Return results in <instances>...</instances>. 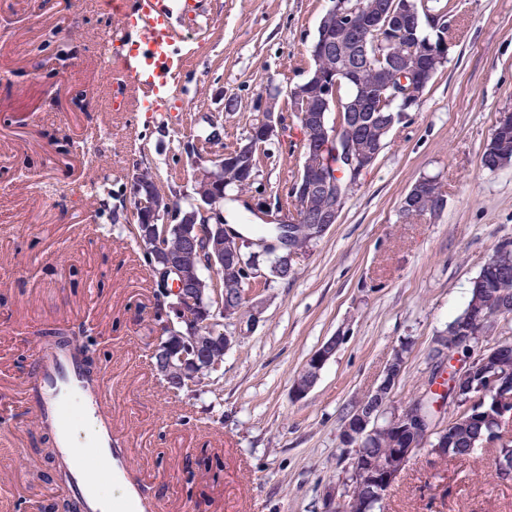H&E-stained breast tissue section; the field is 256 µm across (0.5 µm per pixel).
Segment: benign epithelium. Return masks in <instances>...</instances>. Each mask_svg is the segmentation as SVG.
Returning <instances> with one entry per match:
<instances>
[{
    "label": "benign epithelium",
    "instance_id": "obj_1",
    "mask_svg": "<svg viewBox=\"0 0 512 512\" xmlns=\"http://www.w3.org/2000/svg\"><path fill=\"white\" fill-rule=\"evenodd\" d=\"M328 15L335 19V24L319 25L317 36L309 47L314 65L308 77L288 90L291 111L309 131L305 141L309 157L289 188L295 207L293 218H270V203L264 197L254 196L249 201L251 208L279 228L281 233L274 240L251 239L224 232L223 211L213 200H207V204L199 207V222L186 226L182 235L183 246L191 253L197 248L203 249L205 261L216 271L224 270V259L230 258L261 281L271 279L270 273L280 267L287 268L289 274L293 273L296 248L280 244V240L289 236V226L311 224L316 236L321 237L337 223L349 189L358 184L361 175L373 166L393 127L418 108L425 91L448 60L451 48L446 35L448 23L436 20L431 23L433 34L423 35V17H430L432 13H423L418 0H331ZM335 54L339 55L336 65H325L324 61ZM401 65L405 66V78L395 83L390 75ZM367 66L376 75V82L368 86L362 80ZM344 86L355 89V95L346 103L341 101L339 94ZM277 101L276 93L261 101L263 118L234 150L216 153L198 149L197 176L201 178L216 169L224 174L226 183L253 182L255 175L246 167L244 158L256 150H263L279 137L283 117L276 111ZM333 112L336 117L331 120L329 115ZM367 136L372 137L375 148L371 152H362L357 143ZM332 144L336 146V156L344 160V164L331 176L327 165L322 163V154ZM344 175L348 176V181L343 185L333 180L335 176L340 178ZM178 195L180 192L175 189L166 193L154 185L138 199V222L148 225L143 245L163 249L156 238L158 222L170 217L172 199ZM316 196L328 198L329 205L319 210L312 209L311 199ZM418 198L426 202L432 213L441 208V200L429 196L428 183L424 179L411 187L405 196V205L415 204ZM156 272L167 276V283L171 285L170 295L176 299L174 309L182 320L194 323L205 317L202 294L178 259L168 258L156 268ZM496 308L492 301L476 300L462 314L466 335L456 336L451 342L442 338L437 340L433 354L452 365L448 369V373L453 375L450 386L458 393L464 389L471 392V397L466 399V407L483 405L486 397L491 396L498 411L497 420L503 425L512 421V381L506 380L497 370L499 350L506 344L500 342L490 348L484 345L492 320L491 312ZM343 340L342 336H332L310 356L302 370L306 379L298 378L293 383L295 398L307 396L323 365L336 352L332 344ZM462 347L472 353V358L465 363L457 353ZM401 363L402 354L398 351L388 363L381 383L370 395L355 403L350 418L344 424V437L352 444L348 449L349 462L345 470L355 480L368 482L371 493L348 497L343 486L338 484L327 494L323 512H373L374 499L391 488L409 459L418 452L420 444L416 429L422 427V423L417 420L413 424L406 423L398 431L400 446L390 449L388 463L379 465L356 454L361 440L373 435L377 429V415L368 408V403L387 405L389 393L400 374ZM192 364L200 366L198 358H190L185 352L172 353L159 358L153 369L166 381H183L188 375L194 376L188 371ZM423 434L434 435L432 446L427 448L428 456L444 458L450 455L447 431L429 425ZM496 471L502 479L512 478V454L505 448L497 457Z\"/></svg>",
    "mask_w": 512,
    "mask_h": 512
}]
</instances>
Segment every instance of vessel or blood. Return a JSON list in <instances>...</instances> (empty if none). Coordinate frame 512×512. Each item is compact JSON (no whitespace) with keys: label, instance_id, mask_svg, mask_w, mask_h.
Returning <instances> with one entry per match:
<instances>
[{"label":"vessel or blood","instance_id":"b4317fda","mask_svg":"<svg viewBox=\"0 0 512 512\" xmlns=\"http://www.w3.org/2000/svg\"><path fill=\"white\" fill-rule=\"evenodd\" d=\"M198 0H112V13L132 34L113 54L114 83L126 95L129 111L156 112L175 92L184 58L178 23L194 20ZM106 382L88 381L83 364L71 349L42 351L30 387V403L38 420L52 426L62 464L70 474L69 496L79 512H112L102 483L120 485L126 512H145L146 499L125 464L126 449L115 447ZM99 461V471L78 462L81 449Z\"/></svg>","mask_w":512,"mask_h":512}]
</instances>
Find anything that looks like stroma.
Wrapping results in <instances>:
<instances>
[{
	"instance_id": "35a3bbf8",
	"label": "stroma",
	"mask_w": 512,
	"mask_h": 512,
	"mask_svg": "<svg viewBox=\"0 0 512 512\" xmlns=\"http://www.w3.org/2000/svg\"><path fill=\"white\" fill-rule=\"evenodd\" d=\"M461 37L416 111L391 130L337 224L293 260L290 280L248 288L262 319L224 355L194 400L196 421L152 374L158 342L146 272L128 223L97 217L91 182L132 212L129 177L151 168L160 188L191 191L188 147L219 128L225 150L279 89V144L254 186L277 203L301 164L304 132L287 91L312 66L309 47L328 0H204L181 44L179 90L158 112L122 113L103 44L119 22L106 0H0V512H43L66 487L44 481L53 435L25 400L42 333L86 328L105 339L112 417L154 512H321L347 464L343 419L407 346L392 408L424 389L437 337L462 313L495 245L512 241V163L483 167L500 112L512 111V0H453ZM83 96L85 109L67 102ZM28 113L25 127L6 115ZM443 190L439 212L406 216L420 178ZM344 341L306 398L292 385L329 337ZM224 460L215 488L187 471ZM473 458L407 463L384 512H512V480Z\"/></svg>"
}]
</instances>
